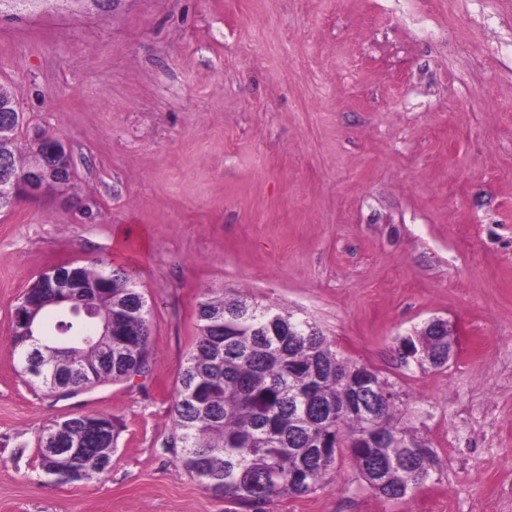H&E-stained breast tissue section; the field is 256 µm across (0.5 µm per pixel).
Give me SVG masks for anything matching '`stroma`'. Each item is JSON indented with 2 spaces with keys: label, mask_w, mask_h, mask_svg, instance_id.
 Returning <instances> with one entry per match:
<instances>
[{
  "label": "stroma",
  "mask_w": 512,
  "mask_h": 512,
  "mask_svg": "<svg viewBox=\"0 0 512 512\" xmlns=\"http://www.w3.org/2000/svg\"><path fill=\"white\" fill-rule=\"evenodd\" d=\"M0 87L71 154L65 189L0 209V512H242L165 445L204 298L309 318L407 396L434 453L402 499L349 452L335 488L269 512H512V0H8ZM128 228L150 308L142 374L56 399L8 339L49 266L117 265ZM441 319L437 369L403 337ZM120 423L108 471L50 483L53 419Z\"/></svg>",
  "instance_id": "stroma-1"
}]
</instances>
